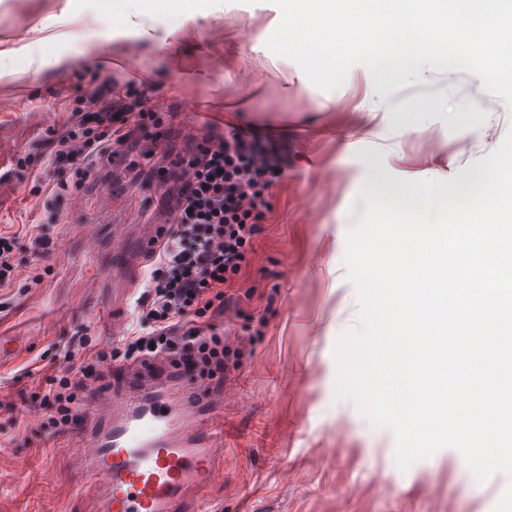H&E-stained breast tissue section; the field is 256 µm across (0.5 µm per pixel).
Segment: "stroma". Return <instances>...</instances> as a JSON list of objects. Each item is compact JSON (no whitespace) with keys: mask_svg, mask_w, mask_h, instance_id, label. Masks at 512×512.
Segmentation results:
<instances>
[{"mask_svg":"<svg viewBox=\"0 0 512 512\" xmlns=\"http://www.w3.org/2000/svg\"><path fill=\"white\" fill-rule=\"evenodd\" d=\"M280 18L271 0H222L172 19L139 10L113 28L75 0H0V99L11 103L0 112V139L16 146L15 156L0 159V231L45 215L44 232L55 243L37 257L20 242L18 277L0 288V336L42 339L0 363V391L10 396L0 403V512H94L98 504L93 481L70 467L86 446L90 405L54 431L43 428L48 413L31 397L62 373L55 348L78 332L91 337L93 350L111 354L100 383L118 388L125 359L102 320L113 307L132 313L136 293L116 284L141 281L143 272L112 270L100 298L90 299L78 286L77 249L59 248V240L83 224L79 249L109 251L105 227L92 215L105 186L116 193L122 223L167 220L162 185L132 181L122 165L100 166L59 205L15 158L86 106L92 83L123 84L140 73L175 129L194 110L219 130L270 135L290 161L267 194L270 211L250 264L230 286L245 310L230 329L246 344L234 374L241 396L224 406L232 447L204 498L189 500L184 512H494L500 492L474 481L455 449L399 466L395 436L335 399L334 349L357 316L343 258L346 235L366 207L363 186L388 193L403 179L465 186L473 163L512 130V109L478 76L427 64L388 96L362 65L339 88L321 90L267 48ZM36 272L44 278L29 286ZM284 469L292 481H282Z\"/></svg>","mask_w":512,"mask_h":512,"instance_id":"stroma-1","label":"stroma"}]
</instances>
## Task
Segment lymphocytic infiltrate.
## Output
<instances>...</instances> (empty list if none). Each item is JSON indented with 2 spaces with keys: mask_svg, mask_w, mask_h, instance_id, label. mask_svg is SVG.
<instances>
[{
  "mask_svg": "<svg viewBox=\"0 0 512 512\" xmlns=\"http://www.w3.org/2000/svg\"><path fill=\"white\" fill-rule=\"evenodd\" d=\"M87 97L100 102V109L74 110L65 129L43 142L36 180L65 200L105 163L124 164L137 179L165 177L164 207L173 229L153 257L119 344L134 361L156 358L202 380H224L244 355L243 347L224 336L225 308L242 304L225 286L250 263L254 236L269 210L266 194L286 175L288 156L269 137L237 127L171 142L170 114L145 108L146 92L133 82L108 100L98 86ZM161 139L169 151L159 158L151 145ZM22 237L35 256L49 251L41 225L0 233V288L16 277ZM90 346L88 337L72 336L62 348L64 373L33 393V403L50 411L47 428L73 423L94 392L104 356Z\"/></svg>",
  "mask_w": 512,
  "mask_h": 512,
  "instance_id": "f902f5d3",
  "label": "lymphocytic infiltrate"
}]
</instances>
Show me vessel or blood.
Returning <instances> with one entry per match:
<instances>
[{"label":"vessel or blood","mask_w":512,"mask_h":512,"mask_svg":"<svg viewBox=\"0 0 512 512\" xmlns=\"http://www.w3.org/2000/svg\"><path fill=\"white\" fill-rule=\"evenodd\" d=\"M113 198L111 188H102L93 214L107 225L117 262L127 269L137 257L157 252L170 227L147 221L130 231L112 220ZM104 281L98 264L86 262L85 294L97 298ZM171 381V371L154 361L127 372L121 391L93 393L105 413L90 425L87 448L73 457L71 467L97 476L101 512H181L187 497L211 481L216 462L226 454L224 425L217 416L237 397V388L174 391Z\"/></svg>","instance_id":"1"}]
</instances>
